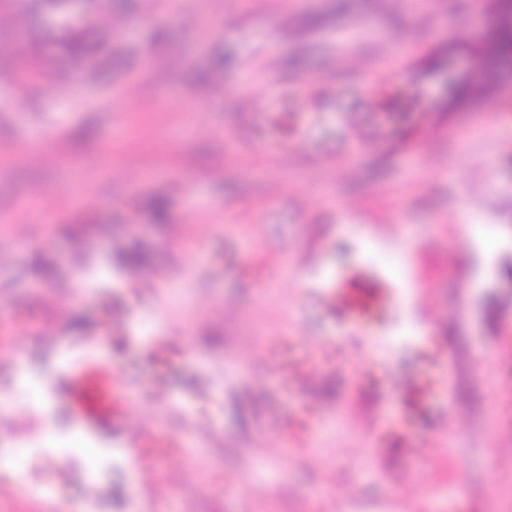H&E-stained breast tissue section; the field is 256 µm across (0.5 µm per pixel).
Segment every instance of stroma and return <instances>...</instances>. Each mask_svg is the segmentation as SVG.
I'll return each mask as SVG.
<instances>
[{"label": "stroma", "mask_w": 512, "mask_h": 512, "mask_svg": "<svg viewBox=\"0 0 512 512\" xmlns=\"http://www.w3.org/2000/svg\"><path fill=\"white\" fill-rule=\"evenodd\" d=\"M472 2L82 0L65 31L111 38L77 63L0 13V468L27 471L0 512H50L30 480L77 512H512V120L446 91L512 0ZM354 286L373 320L333 301ZM281 354L313 371L284 399L303 452L264 414ZM75 363L155 391L131 416L177 432L157 483L134 433L59 427ZM413 376L431 402L384 426Z\"/></svg>", "instance_id": "obj_1"}]
</instances>
